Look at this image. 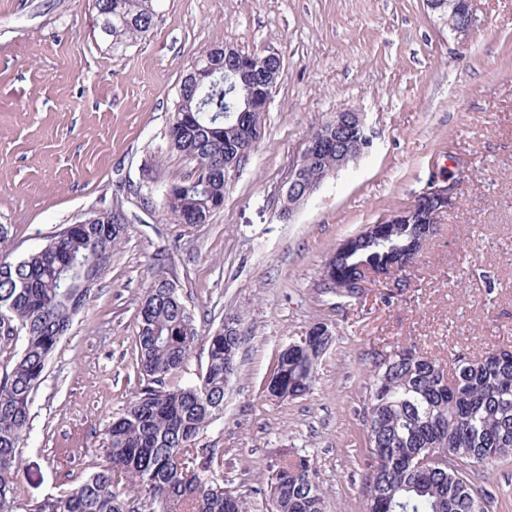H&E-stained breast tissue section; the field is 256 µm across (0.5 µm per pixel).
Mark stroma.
Instances as JSON below:
<instances>
[{"label":"stroma","mask_w":512,"mask_h":512,"mask_svg":"<svg viewBox=\"0 0 512 512\" xmlns=\"http://www.w3.org/2000/svg\"><path fill=\"white\" fill-rule=\"evenodd\" d=\"M473 7L479 22L457 40L423 0H157L153 30L115 55L93 0H0V224L13 227V257L101 210L136 217L33 396L20 500L72 488L101 463L105 430L139 386L138 304L161 267L202 333L176 384L205 366L210 329L242 319L224 417L201 441L223 449L224 478L250 512H267L263 475L286 450L310 459L325 512H362L374 353L412 339L444 364L512 346V0ZM216 41L283 67L261 142L225 175L223 207L209 223L172 224L161 191L195 163L169 154L165 133L184 69ZM344 109L365 114L372 149L280 218L307 138ZM456 163L458 205L403 298L377 301L381 279L362 303L322 292L339 244ZM318 322L335 335L314 386L272 396L280 351ZM470 479L488 512H512V458Z\"/></svg>","instance_id":"35a3bbf8"}]
</instances>
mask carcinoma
<instances>
[{"label": "carcinoma", "instance_id": "obj_1", "mask_svg": "<svg viewBox=\"0 0 512 512\" xmlns=\"http://www.w3.org/2000/svg\"><path fill=\"white\" fill-rule=\"evenodd\" d=\"M103 41L114 53L154 26L155 0H94ZM112 11H107V8ZM247 71L224 81L204 73L202 57L188 70L198 80L177 95L166 135L170 153L191 155L195 177L167 184L160 208L173 224H206L224 206L225 162L261 138L264 112L238 120L247 89L270 99L282 70L280 57L235 50ZM336 164V144L307 161L302 177L317 181ZM10 224H0V339H23L13 365L0 373V512H248L246 497L224 483V449L199 438L224 415V386L237 371L239 319L225 318L207 336L208 359L197 381L170 386L199 339L200 330L179 289L155 272L137 313L140 388L108 425L105 464L70 490L22 502L16 488L20 448L46 363L87 305L93 286L126 238L127 220L70 224L22 258L8 252ZM436 225L400 224L393 247L380 250L360 232L344 261L384 265L392 252L431 239ZM317 378L308 350L279 354L269 390L280 398L307 393ZM367 472L363 512H486L468 481L473 464L512 458V350L459 356L442 365L410 340L374 362L365 406ZM454 458L452 467H417L424 452ZM270 512H324L323 491L309 461L283 455L267 479Z\"/></svg>", "mask_w": 512, "mask_h": 512}]
</instances>
